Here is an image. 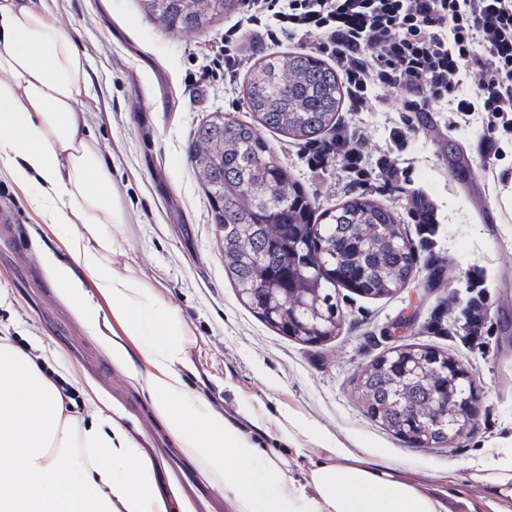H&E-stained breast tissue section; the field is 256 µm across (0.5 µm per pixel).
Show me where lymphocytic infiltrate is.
I'll use <instances>...</instances> for the list:
<instances>
[{"label": "lymphocytic infiltrate", "instance_id": "1", "mask_svg": "<svg viewBox=\"0 0 512 512\" xmlns=\"http://www.w3.org/2000/svg\"><path fill=\"white\" fill-rule=\"evenodd\" d=\"M246 13L273 20L275 40L317 34L352 111H369L381 89L453 126L480 117L485 158L512 141V0H247Z\"/></svg>", "mask_w": 512, "mask_h": 512}]
</instances>
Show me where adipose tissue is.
Here are the masks:
<instances>
[{"label":"adipose tissue","instance_id":"1","mask_svg":"<svg viewBox=\"0 0 512 512\" xmlns=\"http://www.w3.org/2000/svg\"><path fill=\"white\" fill-rule=\"evenodd\" d=\"M85 62L30 0H0V177L30 188L31 208L68 227L63 251L40 250L45 276L93 335L101 330L92 297L108 303L113 366L145 391L199 478L223 492L225 512H452L411 473L340 444L321 448L322 462L295 479L258 437L276 435L295 456H309L318 439L306 416L291 412L272 427L252 404L229 414L190 392L185 323L142 281L110 267L115 241L106 227L122 212L79 108ZM48 367L0 341V448L12 454L0 466V512H169L159 465L143 452L146 436L118 413L76 422L74 400L46 377Z\"/></svg>","mask_w":512,"mask_h":512}]
</instances>
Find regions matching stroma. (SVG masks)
I'll list each match as a JSON object with an SVG mask.
<instances>
[{
  "instance_id": "stroma-1",
  "label": "stroma",
  "mask_w": 512,
  "mask_h": 512,
  "mask_svg": "<svg viewBox=\"0 0 512 512\" xmlns=\"http://www.w3.org/2000/svg\"><path fill=\"white\" fill-rule=\"evenodd\" d=\"M33 4L88 59L80 106L125 214L114 230L113 266L151 287L185 321L193 339L190 388L220 408L249 402L272 424L286 410L299 411L320 443L342 441L427 483L453 471L444 486L452 512L462 501L477 506L491 497L494 485L473 479L469 463H493L512 444V209L501 202L512 194V149L485 160V127L449 129L444 112H340L341 130L364 143L360 172L338 157L314 167L306 146L273 136L277 157L318 208L365 194L399 213L418 253L406 287L384 299L345 294L337 336L304 345L267 328L238 299L187 149L209 113L247 118L243 80L251 63L271 52L309 49L311 38L269 39L264 25L248 24L242 13L205 32L162 31L137 0ZM231 28L244 34L232 47L241 62L226 75L212 59ZM395 126L403 131L398 141L390 134ZM392 158L400 166L390 178L381 165ZM417 196L434 211L433 232L413 217ZM0 211L11 217L0 223V337L33 355L55 353L78 417L115 410L133 431L161 438L143 395L112 365L111 336L90 335L45 277L36 244L59 245L58 234L31 211L24 191L3 178ZM412 342L448 350L477 376L478 417L452 446L412 447L370 420L354 396L364 366Z\"/></svg>"
}]
</instances>
